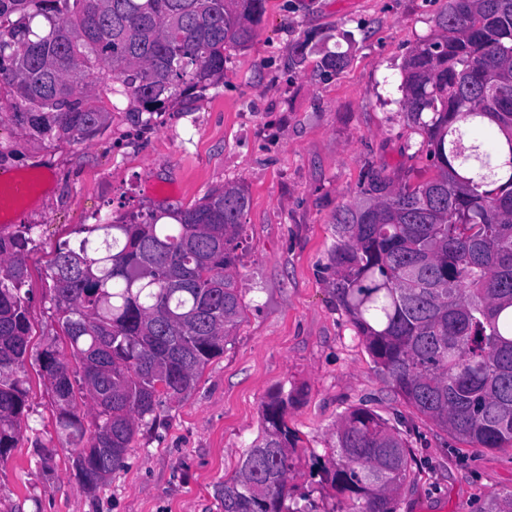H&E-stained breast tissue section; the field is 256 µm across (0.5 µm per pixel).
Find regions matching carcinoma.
Listing matches in <instances>:
<instances>
[{"label": "carcinoma", "mask_w": 512, "mask_h": 512, "mask_svg": "<svg viewBox=\"0 0 512 512\" xmlns=\"http://www.w3.org/2000/svg\"><path fill=\"white\" fill-rule=\"evenodd\" d=\"M265 0H0V93L41 139L90 141L111 96L147 126L224 79ZM403 109L434 175L395 183L369 166L336 209L329 287L384 381L473 448L512 447V0H445L435 33L403 63ZM248 191L226 184L191 206L97 219L58 243L51 288L72 359L50 346L42 376L75 476L95 491L124 469L157 410L196 386L246 317L237 285ZM33 225L0 235V457L27 424L31 324L24 255ZM290 395L263 403L261 432L224 480V512L285 505ZM346 512H397L415 472L406 438L365 406L313 456ZM479 512H512V489Z\"/></svg>", "instance_id": "obj_1"}]
</instances>
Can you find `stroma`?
<instances>
[{
  "instance_id": "35a3bbf8",
  "label": "stroma",
  "mask_w": 512,
  "mask_h": 512,
  "mask_svg": "<svg viewBox=\"0 0 512 512\" xmlns=\"http://www.w3.org/2000/svg\"><path fill=\"white\" fill-rule=\"evenodd\" d=\"M444 0H266L252 42L232 50L223 82L201 97L133 121L113 96L107 130L83 143L42 140L0 96V174L31 186L20 222L34 227L25 257L32 345L25 361L30 427L0 459V512H223L220 493L260 431L262 405L291 393L298 437L291 497L311 494L321 512L348 502L312 464L335 440L339 417L366 405L407 436L417 474L397 512H478L490 493L512 489V448L470 447L434 427L382 380L328 281L332 218L351 200L367 163L417 182L431 174L421 137L401 106L402 64L435 31ZM312 35L306 61L292 45ZM343 66H323L326 55ZM265 136L242 132L243 118ZM244 186L239 286L248 306L222 356L183 400L165 403L139 435L124 470L92 493L75 477L55 429L38 355L61 339L49 279L56 244L106 214L188 206L210 189Z\"/></svg>"
}]
</instances>
